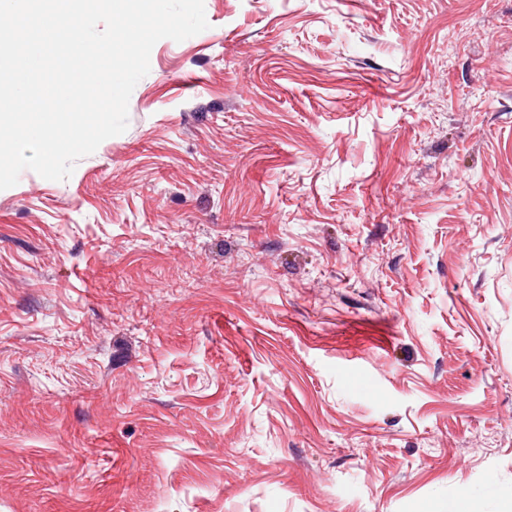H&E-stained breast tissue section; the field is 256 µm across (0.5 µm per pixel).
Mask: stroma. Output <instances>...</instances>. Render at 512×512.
<instances>
[{"label": "stroma", "instance_id": "35a3bbf8", "mask_svg": "<svg viewBox=\"0 0 512 512\" xmlns=\"http://www.w3.org/2000/svg\"><path fill=\"white\" fill-rule=\"evenodd\" d=\"M204 5L0 190V512H512V0Z\"/></svg>", "mask_w": 512, "mask_h": 512}]
</instances>
